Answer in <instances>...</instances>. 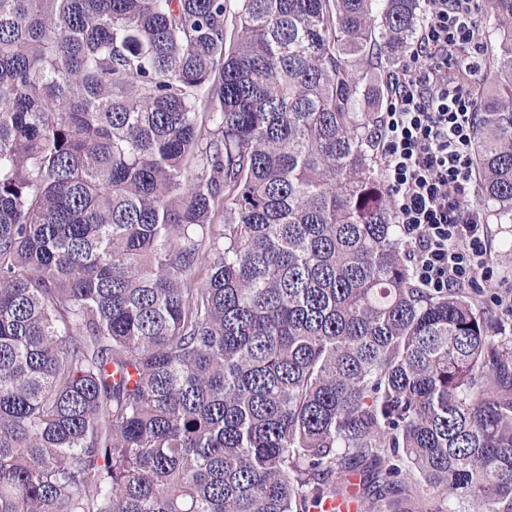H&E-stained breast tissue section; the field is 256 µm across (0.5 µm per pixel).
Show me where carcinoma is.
<instances>
[{"instance_id": "carcinoma-1", "label": "carcinoma", "mask_w": 512, "mask_h": 512, "mask_svg": "<svg viewBox=\"0 0 512 512\" xmlns=\"http://www.w3.org/2000/svg\"><path fill=\"white\" fill-rule=\"evenodd\" d=\"M238 2L0 0V512H512V323L419 283L373 143L420 0Z\"/></svg>"}]
</instances>
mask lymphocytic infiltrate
I'll list each match as a JSON object with an SVG mask.
<instances>
[{
	"label": "lymphocytic infiltrate",
	"mask_w": 512,
	"mask_h": 512,
	"mask_svg": "<svg viewBox=\"0 0 512 512\" xmlns=\"http://www.w3.org/2000/svg\"><path fill=\"white\" fill-rule=\"evenodd\" d=\"M410 62L390 77L374 132L395 220L424 287L480 288L494 278L486 219L474 201L475 98L463 73L478 51L480 0H427Z\"/></svg>",
	"instance_id": "1"
}]
</instances>
